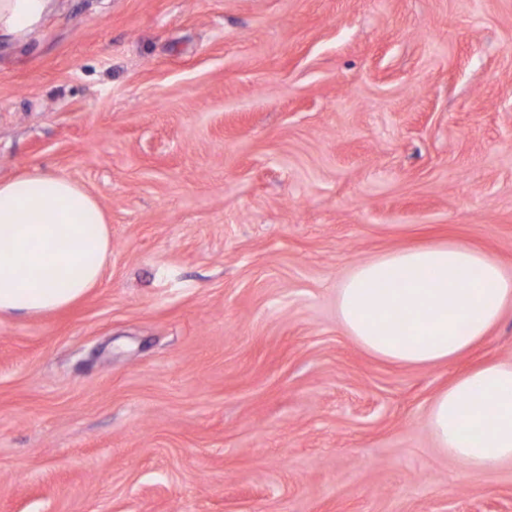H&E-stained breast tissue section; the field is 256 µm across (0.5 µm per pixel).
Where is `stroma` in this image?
Masks as SVG:
<instances>
[{
  "label": "stroma",
  "mask_w": 512,
  "mask_h": 512,
  "mask_svg": "<svg viewBox=\"0 0 512 512\" xmlns=\"http://www.w3.org/2000/svg\"><path fill=\"white\" fill-rule=\"evenodd\" d=\"M94 195L103 278L0 315V512H512L436 393L336 317L356 263L464 242L512 273V0H58L0 43V180Z\"/></svg>",
  "instance_id": "35a3bbf8"
}]
</instances>
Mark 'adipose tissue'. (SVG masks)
Here are the masks:
<instances>
[{"label": "adipose tissue", "instance_id": "adipose-tissue-1", "mask_svg": "<svg viewBox=\"0 0 512 512\" xmlns=\"http://www.w3.org/2000/svg\"><path fill=\"white\" fill-rule=\"evenodd\" d=\"M55 0H0V42L23 41ZM111 249L107 218L76 182L35 168L0 181V314L36 317L95 288ZM512 306V277L459 241L382 253L336 292L360 348L402 366L446 364L483 341ZM430 432L465 476L512 461V362L476 365L434 396Z\"/></svg>", "mask_w": 512, "mask_h": 512}]
</instances>
